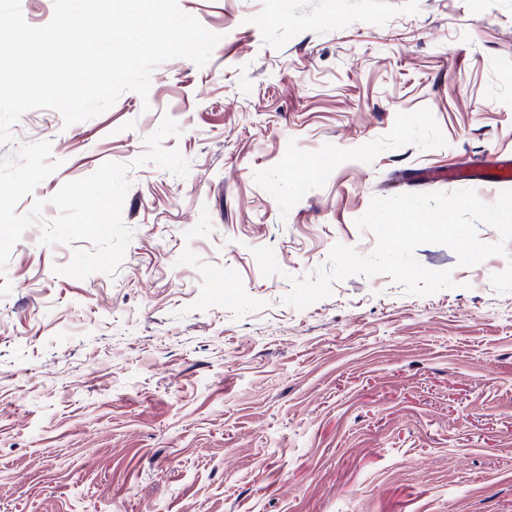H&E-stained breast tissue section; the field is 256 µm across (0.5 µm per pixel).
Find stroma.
I'll return each instance as SVG.
<instances>
[{"mask_svg": "<svg viewBox=\"0 0 512 512\" xmlns=\"http://www.w3.org/2000/svg\"><path fill=\"white\" fill-rule=\"evenodd\" d=\"M220 34L64 126L32 110L0 157L60 166L17 205L129 164L115 276L56 274L91 242L13 246L0 297V512H512L506 257L406 294L386 275L285 303L338 243L370 254L372 197L453 192L418 176L512 154V0H179ZM186 176L135 165L145 139ZM283 273L263 276L252 250Z\"/></svg>", "mask_w": 512, "mask_h": 512, "instance_id": "35a3bbf8", "label": "stroma"}]
</instances>
